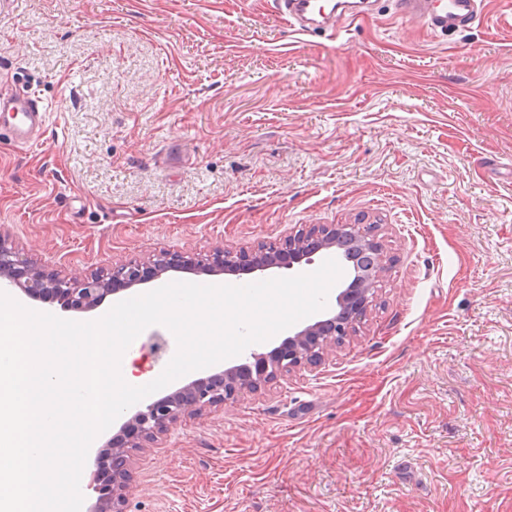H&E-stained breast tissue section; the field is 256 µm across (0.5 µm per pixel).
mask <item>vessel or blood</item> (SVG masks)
Wrapping results in <instances>:
<instances>
[{"label": "vessel or blood", "mask_w": 512, "mask_h": 512, "mask_svg": "<svg viewBox=\"0 0 512 512\" xmlns=\"http://www.w3.org/2000/svg\"><path fill=\"white\" fill-rule=\"evenodd\" d=\"M370 0H278L281 15L297 31L309 35L334 29L337 20L353 22L368 14ZM397 14L407 20L424 19L431 33L452 35L466 31L479 19L483 0H395ZM46 112L34 92L0 97V129L13 140H28Z\"/></svg>", "instance_id": "b4317fda"}]
</instances>
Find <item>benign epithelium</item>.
<instances>
[{
  "instance_id": "7a95c632",
  "label": "benign epithelium",
  "mask_w": 512,
  "mask_h": 512,
  "mask_svg": "<svg viewBox=\"0 0 512 512\" xmlns=\"http://www.w3.org/2000/svg\"><path fill=\"white\" fill-rule=\"evenodd\" d=\"M345 246L353 254H367L370 263L353 267L354 275L336 296V311L303 326L268 352L251 353L252 364L227 367L194 379L176 390L127 411L122 430L132 433L112 437L97 452L89 488L98 493L90 512H123L132 481L130 451L151 448L178 423L247 393H256L283 377L319 367L325 357L347 337L354 336L375 298L377 284L386 272V260L377 225L359 220L353 224H309L280 241L249 247L224 245L204 256L161 251L148 260L129 259L95 272L49 269L18 249L0 231V286L32 300L64 303V308L90 311L109 295L161 279L170 271L207 275H243L273 268L291 269L308 264L321 251Z\"/></svg>"
}]
</instances>
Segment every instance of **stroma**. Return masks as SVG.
Instances as JSON below:
<instances>
[{"label":"stroma","mask_w":512,"mask_h":512,"mask_svg":"<svg viewBox=\"0 0 512 512\" xmlns=\"http://www.w3.org/2000/svg\"><path fill=\"white\" fill-rule=\"evenodd\" d=\"M0 87L47 109L0 134V227L50 267L380 225L358 334L133 451L125 512H512V0L448 36L393 0L337 36L275 0H0Z\"/></svg>","instance_id":"35a3bbf8"}]
</instances>
